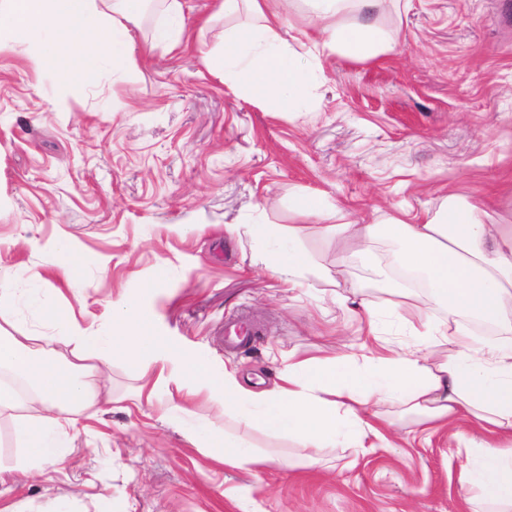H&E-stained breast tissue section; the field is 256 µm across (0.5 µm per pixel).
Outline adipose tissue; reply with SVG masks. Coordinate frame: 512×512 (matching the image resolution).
<instances>
[{"label":"adipose tissue","mask_w":512,"mask_h":512,"mask_svg":"<svg viewBox=\"0 0 512 512\" xmlns=\"http://www.w3.org/2000/svg\"><path fill=\"white\" fill-rule=\"evenodd\" d=\"M302 1L314 34L300 52L280 34L283 15L295 0H220V16L245 13L252 22L223 31L219 44L205 51L209 71L234 94L257 103L274 101L286 112L302 98L324 56L339 51L362 61L383 46L381 34L367 21L336 22L346 4L363 10L380 0ZM146 3L0 0V43H31L44 29H54L58 38L52 57L79 63L83 81L91 83L102 57H109L113 70L135 68L130 26ZM297 210L323 222L326 233L351 238L358 255H368L376 237L393 239L399 246V270L425 276L428 299L403 288L387 303L416 336L414 349L381 340L379 313L362 299L355 314L366 340L358 351L297 359L274 388L254 391L234 372L217 373L203 354L180 358L161 343L148 316L132 302L118 305L110 335L98 342L78 322H66L71 355L59 357L45 337L10 332L17 298L0 283V368L33 385L23 403L29 415L15 427L27 454L24 474L64 462L71 431L98 402L96 377L104 376L120 356L155 374L144 392L146 401L176 386L183 400L168 410L184 414L188 402L208 392L220 398L225 416L292 439L305 449L303 463L309 467L317 462L315 449L335 446L341 435L354 448L372 440L388 444L399 423L378 413L383 403L401 406L415 426L478 425L484 438L466 442L477 456L475 468L464 475L471 500L490 505L492 512H512V224L484 223L481 204L453 195L438 209H424L416 224L395 215L379 224H341L338 211L318 194L302 196ZM441 304L456 312V319L433 321V308ZM464 315L496 325L498 338L474 337L460 321ZM504 438L510 446H501Z\"/></svg>","instance_id":"obj_1"}]
</instances>
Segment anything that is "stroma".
<instances>
[{
	"instance_id": "1",
	"label": "stroma",
	"mask_w": 512,
	"mask_h": 512,
	"mask_svg": "<svg viewBox=\"0 0 512 512\" xmlns=\"http://www.w3.org/2000/svg\"><path fill=\"white\" fill-rule=\"evenodd\" d=\"M160 20L153 12L131 28L135 71L106 64L92 85L75 63L36 62L37 46L0 48V275L18 294L14 334L58 337L73 317L103 336L109 299L132 300L175 350L261 390L289 360L356 343L359 321L329 297L337 267L348 292L378 307L396 280L299 215L296 197L325 194L347 221L376 224L456 193L487 199L486 223L512 224V0H386L370 21L396 51L323 58L290 112L213 76L200 52L211 34L150 47ZM300 223L309 267L291 291L265 265ZM250 224L281 234L258 240ZM59 239L81 261L71 284L57 280ZM45 296L59 319L38 308ZM237 319L256 332L240 350L224 345ZM142 383L136 364L113 361L99 413L48 479L19 475L16 413L0 412V512H469L470 457L453 427L405 425L393 447L324 448L318 466L291 470L285 460L302 453L292 440L199 396L192 424L272 459L231 468L223 447H194L158 406L134 407Z\"/></svg>"
}]
</instances>
